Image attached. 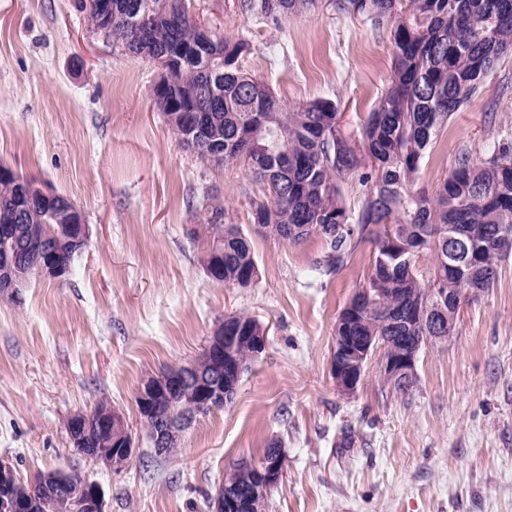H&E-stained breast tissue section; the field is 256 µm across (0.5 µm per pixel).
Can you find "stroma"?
Wrapping results in <instances>:
<instances>
[{
    "mask_svg": "<svg viewBox=\"0 0 512 512\" xmlns=\"http://www.w3.org/2000/svg\"><path fill=\"white\" fill-rule=\"evenodd\" d=\"M86 0H0V164L71 199L90 229L62 282L31 278L0 299V461L32 484L45 472L96 484L106 512H209L241 460L278 442L284 475L265 512H512V258L466 305L456 334L426 345L412 391L370 363L356 392L330 373L337 317L370 272L363 242L341 268L319 234L295 246L252 233L267 190L236 163L201 162L155 103L162 71L88 21ZM210 30L245 40L238 66L291 107L334 103L360 139L389 87L388 28L317 0L278 21L240 0H189ZM512 139V55L455 112L414 190L435 193L461 153ZM249 231L247 288L207 277L199 226L212 205ZM268 330L231 403L155 458L135 403L148 377L201 356L224 317ZM108 403L136 454L120 469L74 448L67 421Z\"/></svg>",
    "mask_w": 512,
    "mask_h": 512,
    "instance_id": "stroma-1",
    "label": "stroma"
}]
</instances>
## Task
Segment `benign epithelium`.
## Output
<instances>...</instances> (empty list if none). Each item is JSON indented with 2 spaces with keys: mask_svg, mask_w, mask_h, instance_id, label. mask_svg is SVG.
<instances>
[{
  "mask_svg": "<svg viewBox=\"0 0 512 512\" xmlns=\"http://www.w3.org/2000/svg\"><path fill=\"white\" fill-rule=\"evenodd\" d=\"M170 126L191 131L199 148L215 158L224 156V139L210 128L206 112H169ZM11 188L9 207L0 209V294L15 296L33 276L62 281L68 268L59 262L61 248L70 243L77 251L85 247L89 226L73 201L46 188L40 182L22 178L11 168L0 165V183ZM53 212L58 229L45 234L36 223L39 212ZM203 266L212 280L224 278V237L220 236L205 252ZM483 289L459 288L448 294L446 288H432L441 320L436 336H358L354 334L357 313L347 303L336 323L330 372L336 387L352 395L365 375L376 352H381L379 370L383 381L407 391L416 382V362L422 348L431 341L444 340L456 330L463 303L477 298ZM421 306L409 304L393 313L390 322L414 325L421 321ZM266 329L256 320L249 323L227 318L219 323L202 356L196 361L145 381L137 390L136 404L149 445L155 457L172 456L181 433L197 418L230 403L248 362L246 353L257 358L265 349ZM99 422L105 432L102 447L82 448L80 452L95 463L120 468L135 455L136 448L121 413L107 406L96 414L76 413L67 422L69 435L78 439L79 426ZM284 455L272 443L257 460L237 464L238 480L219 485L210 501V512H242L250 504H261L280 481ZM106 512L99 487L83 478L74 479L65 471H50L28 489L20 487L13 468L0 462V512Z\"/></svg>",
  "mask_w": 512,
  "mask_h": 512,
  "instance_id": "obj_1",
  "label": "benign epithelium"
}]
</instances>
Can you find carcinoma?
Listing matches in <instances>:
<instances>
[{
	"instance_id": "cac0c4a2",
	"label": "carcinoma",
	"mask_w": 512,
	"mask_h": 512,
	"mask_svg": "<svg viewBox=\"0 0 512 512\" xmlns=\"http://www.w3.org/2000/svg\"><path fill=\"white\" fill-rule=\"evenodd\" d=\"M112 0V42L129 54L164 58L170 73L154 89L161 112H208L224 136V161L241 163L266 184L270 199L256 205L261 234L292 244L286 228L323 224L330 262L359 243L376 246L370 289L361 311L366 336H396L385 325L390 307L410 297L431 305V288H488L507 258L489 245L501 229L512 231V148L482 160L459 156L435 194L412 186L431 142L448 118L479 90L501 59L512 52V0H337L390 30L395 64L390 88L368 114L363 146L374 165L357 217L341 197L337 179L360 168L356 147L339 122L336 105L315 100L293 109L264 82L237 66L247 44L202 25L186 0ZM315 0H242L250 13L279 20L314 6ZM430 252L425 278L416 250ZM257 268L250 238L224 217V282Z\"/></svg>"
}]
</instances>
